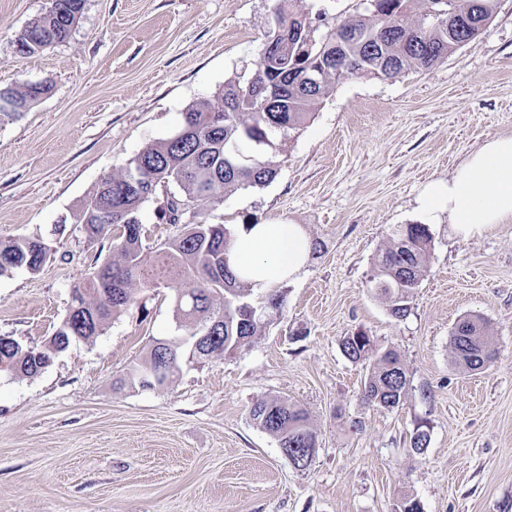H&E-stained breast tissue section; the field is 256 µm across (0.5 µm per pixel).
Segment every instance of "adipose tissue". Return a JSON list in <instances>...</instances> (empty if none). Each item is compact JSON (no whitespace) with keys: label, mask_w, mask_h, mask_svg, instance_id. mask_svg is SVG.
<instances>
[{"label":"adipose tissue","mask_w":512,"mask_h":512,"mask_svg":"<svg viewBox=\"0 0 512 512\" xmlns=\"http://www.w3.org/2000/svg\"><path fill=\"white\" fill-rule=\"evenodd\" d=\"M418 203L430 216H447L464 238L512 223V135L486 140L451 177L427 183ZM310 251L302 225L265 221L238 226L227 260L241 279L263 290L299 275Z\"/></svg>","instance_id":"obj_1"}]
</instances>
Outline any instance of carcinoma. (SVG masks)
<instances>
[{
	"label": "carcinoma",
	"mask_w": 512,
	"mask_h": 512,
	"mask_svg": "<svg viewBox=\"0 0 512 512\" xmlns=\"http://www.w3.org/2000/svg\"><path fill=\"white\" fill-rule=\"evenodd\" d=\"M86 0H56L49 10L30 22L17 37L23 53L32 54L65 40L72 32ZM295 0H282L279 13L288 24V38L274 28L261 50L255 72L259 77L246 87L239 76L224 84L214 101L190 106L179 130L170 138L137 153L118 175L100 181L81 205L75 223L95 240L112 233L116 242L112 260L101 265L85 282L74 287L67 315L41 348H25L14 339L0 345V356L17 375H29L35 361L53 358L71 342L103 333L109 321L137 303L135 288H171L183 295L175 307L177 322L194 335L195 326L217 322L208 337L214 345L206 360L232 347H241L261 332L263 322L243 319L251 286L240 281L224 261L230 232L222 224L198 219L194 203L219 205L224 195L247 187H261L278 174L276 152L264 139L288 138L312 116L318 101L343 80L371 75L392 79L404 70L428 68L445 59L480 34L493 17L496 0H374V8L316 33L308 15L294 10ZM334 51L339 70L317 81L307 76L317 68L321 51ZM50 91L47 84L27 83L19 90H0V123L17 119ZM138 169L150 177L149 190L126 184L128 172ZM176 184L182 195L168 192ZM166 194L159 218L184 224L181 236L156 252L143 247L142 238L120 232L122 225L140 223L144 203ZM431 237L426 226L408 224L393 234L391 245L374 267L371 287L388 303L398 319L426 273ZM46 245L38 238L0 240V254L14 257L0 265V276L16 269L38 271ZM455 364L466 372L483 369L494 351L487 322L467 316L454 327L450 340ZM345 355L354 361L371 359L362 400L375 409L394 410L403 403L408 379L399 355L377 352L373 340L359 330L342 341ZM170 354L169 370H180L183 347L168 343L148 349L124 383L135 388L159 352ZM251 417L277 438L279 447L303 452L316 447L306 412L281 398L264 399L251 409Z\"/></svg>",
	"instance_id": "obj_1"
}]
</instances>
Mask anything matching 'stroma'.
Returning a JSON list of instances; mask_svg holds the SVG:
<instances>
[{"mask_svg":"<svg viewBox=\"0 0 512 512\" xmlns=\"http://www.w3.org/2000/svg\"><path fill=\"white\" fill-rule=\"evenodd\" d=\"M51 0H0V89L50 93L0 124V239H41L37 272L0 276V336L41 346L74 285L112 257L73 215L100 179L173 136L182 114L256 67L278 0H86L71 34L30 55L17 36ZM512 134V0L427 69L355 76L282 146L268 185L202 202L227 229L302 225L312 253L278 284L283 307L233 354L182 362L169 385L118 386L154 339L176 335L174 290L138 302L32 378L0 375V512H512V223L468 239L416 199L487 139ZM423 224L427 271L405 317L371 287L395 229ZM484 318L496 354L454 363L456 323ZM365 331L409 381L393 411L361 399L369 364L341 350ZM299 404L316 434L298 470L252 420L262 399ZM430 441L411 449L418 424Z\"/></svg>","mask_w":512,"mask_h":512,"instance_id":"35a3bbf8","label":"stroma"}]
</instances>
